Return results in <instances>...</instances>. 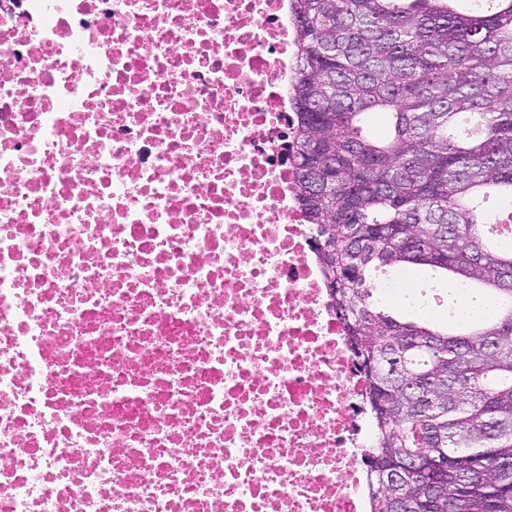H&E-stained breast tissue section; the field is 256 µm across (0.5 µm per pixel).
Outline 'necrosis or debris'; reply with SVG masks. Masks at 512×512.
<instances>
[{"label":"necrosis or debris","instance_id":"1","mask_svg":"<svg viewBox=\"0 0 512 512\" xmlns=\"http://www.w3.org/2000/svg\"><path fill=\"white\" fill-rule=\"evenodd\" d=\"M296 41L289 0H0V512H367Z\"/></svg>","mask_w":512,"mask_h":512}]
</instances>
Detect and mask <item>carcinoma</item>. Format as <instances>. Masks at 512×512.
Here are the masks:
<instances>
[{
    "instance_id": "cac0c4a2",
    "label": "carcinoma",
    "mask_w": 512,
    "mask_h": 512,
    "mask_svg": "<svg viewBox=\"0 0 512 512\" xmlns=\"http://www.w3.org/2000/svg\"><path fill=\"white\" fill-rule=\"evenodd\" d=\"M292 2L290 161L377 429L370 512H512V230L476 228L512 225V0ZM412 265L493 316L394 319L372 277Z\"/></svg>"
}]
</instances>
